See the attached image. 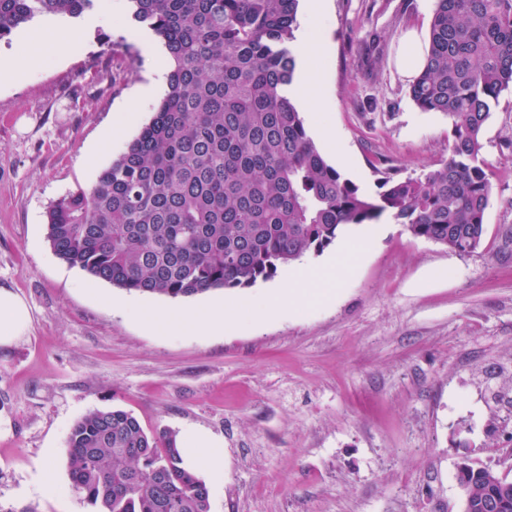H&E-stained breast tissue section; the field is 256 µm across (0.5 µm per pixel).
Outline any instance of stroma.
<instances>
[{
	"mask_svg": "<svg viewBox=\"0 0 512 512\" xmlns=\"http://www.w3.org/2000/svg\"><path fill=\"white\" fill-rule=\"evenodd\" d=\"M435 0H328L300 25L330 33L321 63L328 105L303 109L329 164L365 192L372 164L418 176L448 158V119L421 111L399 69L408 32L429 39ZM78 32L23 77L0 74V286L27 304V330L0 347V512H90L71 488L68 436L89 411L120 408L150 433L186 428L224 445L208 477L210 512H464L457 467L512 477V435L496 426L491 394L512 377V91L485 125L479 158L492 195L484 243L458 254L413 237L390 216L346 227L307 254L320 265L356 256L333 302L264 323L248 308L287 284L275 277L189 298L127 292L54 253L50 205L90 188L158 105L142 102L155 61L125 0L78 17L38 16L0 41L21 59L46 29ZM239 310L224 332L171 330L152 313ZM57 491L36 492L43 469Z\"/></svg>",
	"mask_w": 512,
	"mask_h": 512,
	"instance_id": "obj_1",
	"label": "stroma"
}]
</instances>
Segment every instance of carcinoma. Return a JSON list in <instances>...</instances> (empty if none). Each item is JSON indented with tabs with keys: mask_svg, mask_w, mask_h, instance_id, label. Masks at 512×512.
Returning a JSON list of instances; mask_svg holds the SVG:
<instances>
[{
	"mask_svg": "<svg viewBox=\"0 0 512 512\" xmlns=\"http://www.w3.org/2000/svg\"><path fill=\"white\" fill-rule=\"evenodd\" d=\"M170 54L152 118L94 184L47 214L55 254L128 292L178 299L246 288L388 214L460 255L482 245L492 186L479 160L493 105L512 90V0H436L426 63L410 84L451 124L447 161L390 171L367 194L330 165L284 88L296 69L299 0H126ZM101 0H0V40L40 15ZM72 488L93 512H210L171 432L93 410L68 436ZM470 512H512V480L467 466Z\"/></svg>",
	"mask_w": 512,
	"mask_h": 512,
	"instance_id": "cac0c4a2",
	"label": "carcinoma"
}]
</instances>
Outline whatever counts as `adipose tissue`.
<instances>
[{
    "label": "adipose tissue",
    "mask_w": 512,
    "mask_h": 512,
    "mask_svg": "<svg viewBox=\"0 0 512 512\" xmlns=\"http://www.w3.org/2000/svg\"><path fill=\"white\" fill-rule=\"evenodd\" d=\"M330 49L328 35L305 38L301 48L300 71L303 82L299 88L310 107L318 109L327 103V97L318 84L316 75L319 61ZM336 282L334 261L309 267L303 266L292 272L287 287L271 292L267 300L256 303L251 311L254 321L261 322L279 314L287 307L326 296ZM30 321L26 303L12 290L0 286V346L11 344L27 329ZM184 467L194 473L220 470L224 465L221 445L208 432L186 431L177 441Z\"/></svg>",
    "instance_id": "ef3b65f1"
}]
</instances>
